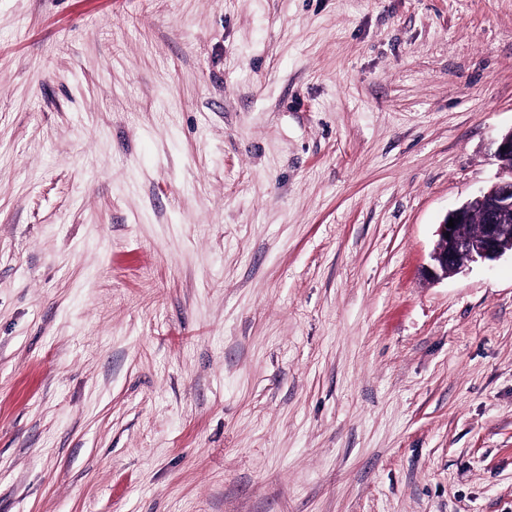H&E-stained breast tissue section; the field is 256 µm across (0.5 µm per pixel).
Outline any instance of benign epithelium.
Returning <instances> with one entry per match:
<instances>
[{
    "label": "benign epithelium",
    "instance_id": "7a95c632",
    "mask_svg": "<svg viewBox=\"0 0 512 512\" xmlns=\"http://www.w3.org/2000/svg\"><path fill=\"white\" fill-rule=\"evenodd\" d=\"M495 156L508 177L447 213L425 269L429 278H445L469 262L512 253V130L499 139ZM451 219L454 227L449 228Z\"/></svg>",
    "mask_w": 512,
    "mask_h": 512
}]
</instances>
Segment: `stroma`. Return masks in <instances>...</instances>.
<instances>
[{
  "instance_id": "stroma-1",
  "label": "stroma",
  "mask_w": 512,
  "mask_h": 512,
  "mask_svg": "<svg viewBox=\"0 0 512 512\" xmlns=\"http://www.w3.org/2000/svg\"><path fill=\"white\" fill-rule=\"evenodd\" d=\"M512 0H0V512H512ZM495 156L508 178L450 210L438 224V241L425 269L430 279L448 277L469 262L496 260L506 252L512 255V129L499 139ZM471 215L478 224H464ZM450 218L453 228L447 227Z\"/></svg>"
}]
</instances>
